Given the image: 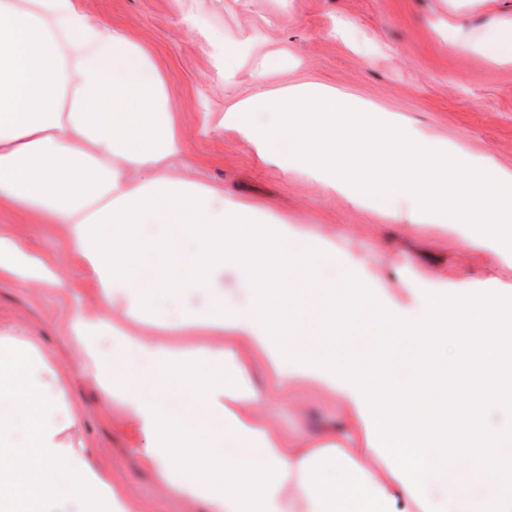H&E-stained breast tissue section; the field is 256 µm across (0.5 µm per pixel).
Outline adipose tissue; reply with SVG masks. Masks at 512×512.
Segmentation results:
<instances>
[{"instance_id": "obj_1", "label": "adipose tissue", "mask_w": 512, "mask_h": 512, "mask_svg": "<svg viewBox=\"0 0 512 512\" xmlns=\"http://www.w3.org/2000/svg\"><path fill=\"white\" fill-rule=\"evenodd\" d=\"M184 151L170 98L149 55L93 21L78 0H0V201L61 227L65 255L95 287L77 320L84 349L110 325L143 364L99 373L153 435L146 466L205 512H512V295L498 288L383 295L357 276L318 277L303 227L266 230L222 190L176 172ZM158 226L156 240L138 232ZM188 250H179L182 242ZM232 270L247 300L230 306L215 278ZM0 274L49 287L56 263L0 231ZM208 294L183 326L207 337V367L190 347L130 325L150 289ZM366 340L324 349L325 337ZM281 387L306 382L335 398L324 440L288 442L270 426L250 364ZM180 393L182 410L166 404ZM468 421L448 434L447 407ZM57 399L21 350L0 352V512H41L51 472L68 465L75 493L102 489L96 465L60 448ZM509 416L494 424L493 411ZM224 427V450L205 428Z\"/></svg>"}]
</instances>
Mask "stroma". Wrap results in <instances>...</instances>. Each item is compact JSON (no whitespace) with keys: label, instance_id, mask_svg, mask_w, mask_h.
<instances>
[{"label":"stroma","instance_id":"1","mask_svg":"<svg viewBox=\"0 0 512 512\" xmlns=\"http://www.w3.org/2000/svg\"><path fill=\"white\" fill-rule=\"evenodd\" d=\"M91 18L123 31L152 58L174 104L185 141L180 169L222 189L268 224L304 227L311 245L334 250L327 275L347 273L345 257H366L358 269L379 292L411 301V288L512 289V251L491 243L466 248L461 235L438 224L402 225L376 207L352 205L322 183L283 165L273 152L259 161L250 143L222 127L225 111L258 93L293 85L333 90L401 116L408 127L462 145L469 153L512 168V57L493 58L484 46L512 31V0H79ZM263 71L255 79V71ZM0 228L36 257L62 258L61 232L24 210L0 204ZM400 271L385 280L373 257ZM73 288H37L0 275V337L35 345L57 381L50 387L65 416L64 446L84 449L114 491L136 512H203L164 491L141 451L151 439L125 407L104 402L79 336L67 314L92 305L91 286L71 268ZM203 296L152 291L145 319L160 335L202 346L184 335L188 310ZM276 430L288 439L318 437L335 422L336 404L316 387H289L284 401L266 404Z\"/></svg>","mask_w":512,"mask_h":512}]
</instances>
